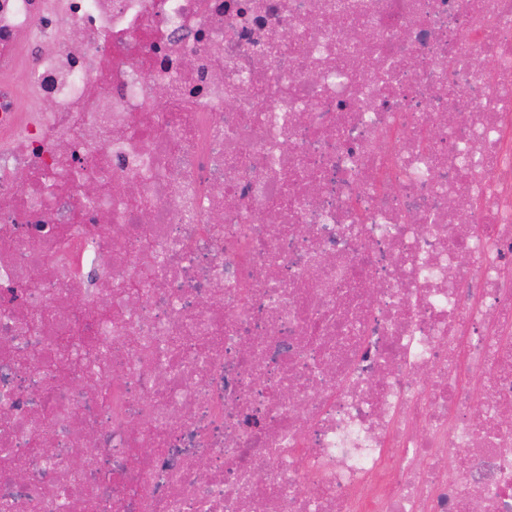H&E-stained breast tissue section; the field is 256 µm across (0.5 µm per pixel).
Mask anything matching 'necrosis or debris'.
<instances>
[{
	"label": "necrosis or debris",
	"mask_w": 512,
	"mask_h": 512,
	"mask_svg": "<svg viewBox=\"0 0 512 512\" xmlns=\"http://www.w3.org/2000/svg\"><path fill=\"white\" fill-rule=\"evenodd\" d=\"M0 512H512V0H0Z\"/></svg>",
	"instance_id": "obj_1"
}]
</instances>
